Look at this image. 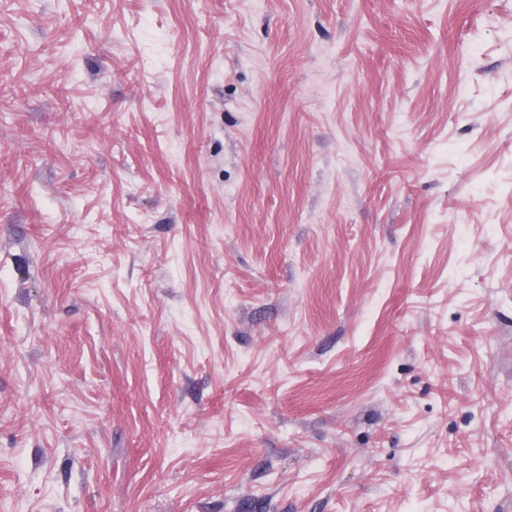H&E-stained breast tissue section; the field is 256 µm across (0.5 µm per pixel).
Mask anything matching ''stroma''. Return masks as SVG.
<instances>
[{
  "instance_id": "1",
  "label": "stroma",
  "mask_w": 512,
  "mask_h": 512,
  "mask_svg": "<svg viewBox=\"0 0 512 512\" xmlns=\"http://www.w3.org/2000/svg\"><path fill=\"white\" fill-rule=\"evenodd\" d=\"M0 512H512V0H0Z\"/></svg>"
}]
</instances>
